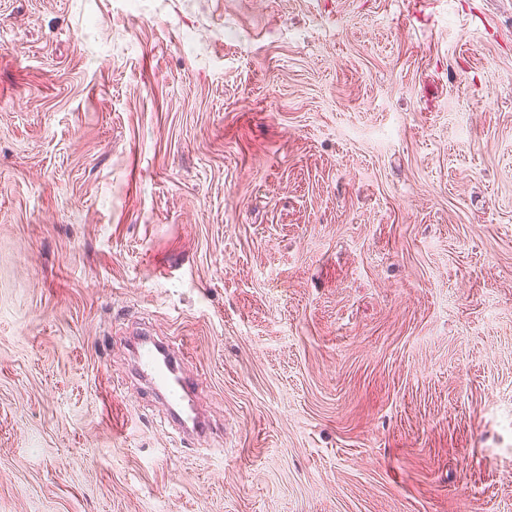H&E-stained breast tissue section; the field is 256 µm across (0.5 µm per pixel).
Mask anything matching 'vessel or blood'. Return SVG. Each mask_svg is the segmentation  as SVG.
I'll return each instance as SVG.
<instances>
[{"label": "vessel or blood", "instance_id": "b4317fda", "mask_svg": "<svg viewBox=\"0 0 512 512\" xmlns=\"http://www.w3.org/2000/svg\"><path fill=\"white\" fill-rule=\"evenodd\" d=\"M136 371L153 398L167 406L185 435L197 441L207 438L208 421L185 409L194 380L183 371L181 360L170 345L159 344L155 337L145 336L136 350Z\"/></svg>", "mask_w": 512, "mask_h": 512}]
</instances>
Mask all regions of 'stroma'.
I'll return each instance as SVG.
<instances>
[{"label": "stroma", "instance_id": "35a3bbf8", "mask_svg": "<svg viewBox=\"0 0 512 512\" xmlns=\"http://www.w3.org/2000/svg\"><path fill=\"white\" fill-rule=\"evenodd\" d=\"M0 512H512V0H0ZM145 336L136 350V371L153 398L167 406L183 433L196 440H205L210 431L208 421L185 410V401L194 385L190 374L184 372L177 352L154 336ZM162 346V347H160Z\"/></svg>", "mask_w": 512, "mask_h": 512}]
</instances>
